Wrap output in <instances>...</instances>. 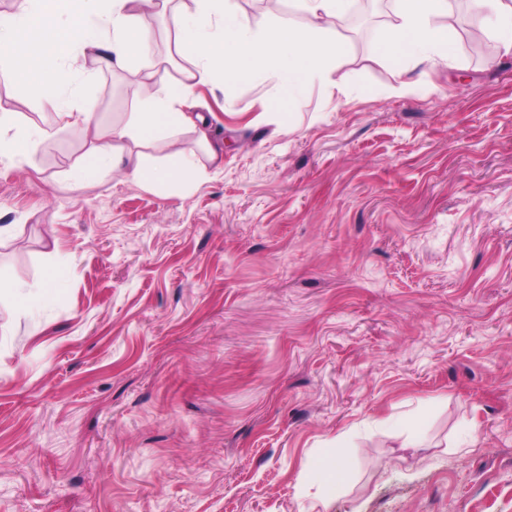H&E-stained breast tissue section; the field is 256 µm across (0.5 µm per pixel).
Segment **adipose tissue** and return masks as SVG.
Wrapping results in <instances>:
<instances>
[{"label":"adipose tissue","instance_id":"ef3b65f1","mask_svg":"<svg viewBox=\"0 0 512 512\" xmlns=\"http://www.w3.org/2000/svg\"><path fill=\"white\" fill-rule=\"evenodd\" d=\"M305 24L276 22L261 32L250 29L236 0H195L194 9L172 8V0H16L13 12L0 14V77L21 81L27 96L42 107L66 116L90 147L76 164L74 186L108 178L147 185L159 192L200 178L204 170L194 152L179 146L176 136L191 129L209 161H219L220 147L209 137L202 114L184 112L196 84L225 88L260 77L276 80L282 100L298 102L345 54L346 44L334 29L350 0H297ZM396 22L383 37L382 53L404 64H433L448 57L455 35L438 19L448 0H394ZM478 29L494 35L504 52H512V0H475ZM162 18L175 33L174 51L188 62L182 80L163 93L151 91L152 75L140 84L139 107L122 127L103 129L92 113L80 108L81 72L43 71L52 54L86 56L106 50L110 65L126 67L148 55L151 19ZM52 130L19 124L14 113L0 112V163L26 160L52 138ZM145 146L167 141L169 153L160 160L131 153L126 140ZM66 283L59 266H50L40 287L0 281V292L12 291L20 303L34 307L51 301Z\"/></svg>","mask_w":512,"mask_h":512}]
</instances>
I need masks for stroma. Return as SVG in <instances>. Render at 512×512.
I'll return each mask as SVG.
<instances>
[{"label":"stroma","instance_id":"stroma-1","mask_svg":"<svg viewBox=\"0 0 512 512\" xmlns=\"http://www.w3.org/2000/svg\"><path fill=\"white\" fill-rule=\"evenodd\" d=\"M445 21L449 58L404 96L385 20L362 46L338 26L297 105L197 85L224 160L166 195L70 189L80 131L0 82L57 130L0 164V278L67 267L40 309L0 301V512H512V56ZM173 37L128 70L79 59L102 127L145 70L182 78ZM336 444L354 470L323 504L310 464Z\"/></svg>","mask_w":512,"mask_h":512}]
</instances>
